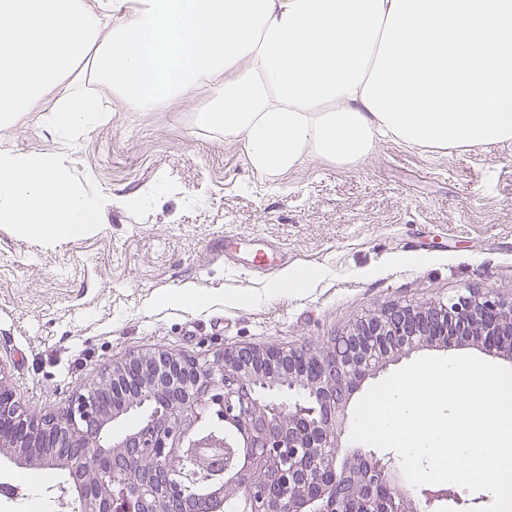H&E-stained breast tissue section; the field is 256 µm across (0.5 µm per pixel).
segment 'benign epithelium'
I'll list each match as a JSON object with an SVG mask.
<instances>
[{
    "label": "benign epithelium",
    "instance_id": "1",
    "mask_svg": "<svg viewBox=\"0 0 512 512\" xmlns=\"http://www.w3.org/2000/svg\"><path fill=\"white\" fill-rule=\"evenodd\" d=\"M477 347L512 359V301L470 290L423 304L395 302L356 320L326 348L270 343L213 358L164 350L106 369L56 413L24 408L0 368V453L69 474L60 512H224V471L250 449L235 486L245 512H438L468 500L454 488L405 490L390 452L358 449L341 459L339 438L353 395L388 363L428 347ZM148 400L149 421L117 441L107 428L130 401ZM207 455L212 494L187 497L173 460Z\"/></svg>",
    "mask_w": 512,
    "mask_h": 512
}]
</instances>
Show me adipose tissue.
<instances>
[{
    "label": "adipose tissue",
    "mask_w": 512,
    "mask_h": 512,
    "mask_svg": "<svg viewBox=\"0 0 512 512\" xmlns=\"http://www.w3.org/2000/svg\"><path fill=\"white\" fill-rule=\"evenodd\" d=\"M135 112L219 88L199 126L275 179L360 165L380 140L469 152L512 142V0H0V129L75 138L107 120L67 85L82 61ZM97 194L57 157L0 149V224L52 244L93 230Z\"/></svg>",
    "instance_id": "1"
}]
</instances>
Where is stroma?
<instances>
[{"label": "stroma", "mask_w": 512, "mask_h": 512, "mask_svg": "<svg viewBox=\"0 0 512 512\" xmlns=\"http://www.w3.org/2000/svg\"><path fill=\"white\" fill-rule=\"evenodd\" d=\"M82 88L110 119L70 145L36 122L48 96L0 130L17 150L62 152L106 202L95 230L54 246L0 228V366L32 413L133 352L320 348L392 301L470 288L512 301V144L437 153L384 140L358 167L313 160L272 183L241 144L196 127L211 92L132 112L109 87ZM259 245L276 258L264 275L247 266ZM291 269L315 277L269 296ZM179 289L204 300L171 301ZM65 474L0 454V484L17 490L0 512H56Z\"/></svg>", "instance_id": "stroma-1"}]
</instances>
